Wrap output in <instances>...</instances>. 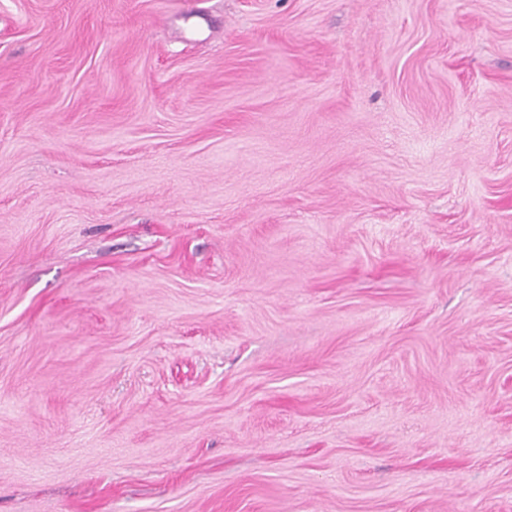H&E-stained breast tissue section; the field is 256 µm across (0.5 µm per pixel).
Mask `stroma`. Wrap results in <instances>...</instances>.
Instances as JSON below:
<instances>
[{"label":"stroma","mask_w":512,"mask_h":512,"mask_svg":"<svg viewBox=\"0 0 512 512\" xmlns=\"http://www.w3.org/2000/svg\"><path fill=\"white\" fill-rule=\"evenodd\" d=\"M0 512H512V0H0Z\"/></svg>","instance_id":"35a3bbf8"}]
</instances>
